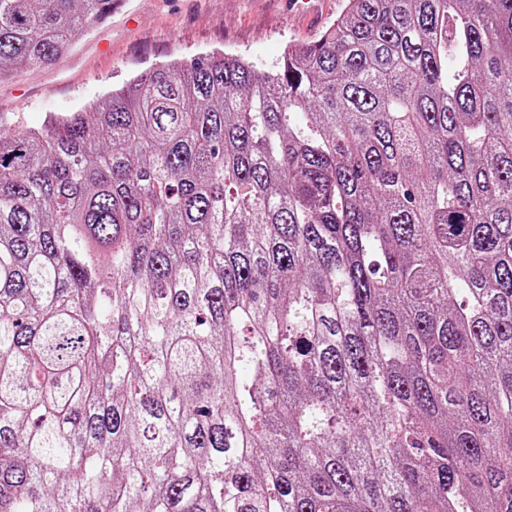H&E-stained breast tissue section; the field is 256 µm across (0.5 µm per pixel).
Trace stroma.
<instances>
[{
  "label": "stroma",
  "instance_id": "35a3bbf8",
  "mask_svg": "<svg viewBox=\"0 0 512 512\" xmlns=\"http://www.w3.org/2000/svg\"><path fill=\"white\" fill-rule=\"evenodd\" d=\"M344 0H122L52 63L0 83V131L37 127L82 108L137 73L174 59L226 52L259 72L278 69L293 43L320 39Z\"/></svg>",
  "mask_w": 512,
  "mask_h": 512
}]
</instances>
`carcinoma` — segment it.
Masks as SVG:
<instances>
[{
    "mask_svg": "<svg viewBox=\"0 0 512 512\" xmlns=\"http://www.w3.org/2000/svg\"><path fill=\"white\" fill-rule=\"evenodd\" d=\"M111 3L0 0V80ZM0 512H512V0L0 134Z\"/></svg>",
    "mask_w": 512,
    "mask_h": 512,
    "instance_id": "1",
    "label": "carcinoma"
}]
</instances>
